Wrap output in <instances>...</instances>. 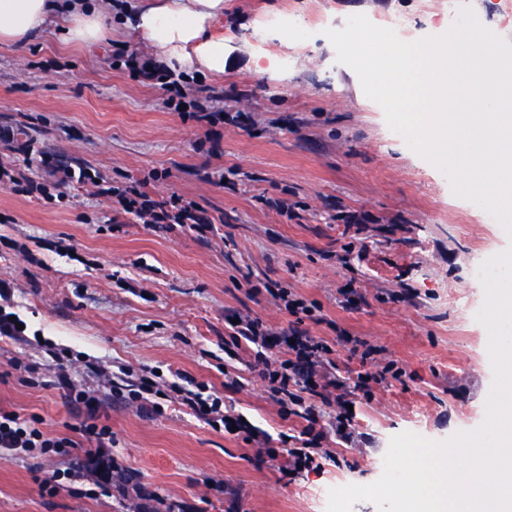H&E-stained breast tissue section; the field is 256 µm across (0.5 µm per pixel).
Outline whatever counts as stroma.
Here are the masks:
<instances>
[{
	"label": "stroma",
	"mask_w": 512,
	"mask_h": 512,
	"mask_svg": "<svg viewBox=\"0 0 512 512\" xmlns=\"http://www.w3.org/2000/svg\"><path fill=\"white\" fill-rule=\"evenodd\" d=\"M448 0H224L223 79L202 73L197 99L216 124L165 105L156 81L61 43L56 30L23 49L0 45V170L44 183L46 194L0 186V282L6 311L27 323L0 338V407L66 436L75 409L56 384L72 364L112 428L120 470L100 491L74 456L0 452V512H326L328 491L367 485L392 436L444 441L478 427L493 380L480 264L512 240L484 210L455 197L443 172L408 147L337 63L325 36L349 16L407 22L401 38L432 36ZM301 21L303 43L277 36ZM279 60L277 78L256 57ZM143 183L158 201L179 194L211 216L210 232H171L127 214L77 182ZM74 252L60 256L59 246ZM317 302L295 323L264 284ZM275 331L298 327L332 348L326 378L394 364L403 380L349 396L346 436H329L321 472L290 473L285 458L255 457L244 437L212 429L174 397L148 415L123 396L140 376L160 389L185 374L224 398L271 447L302 429L281 419L248 347L233 345L234 315ZM33 367L23 383L14 360ZM109 366L110 382L92 367ZM239 379L225 388L226 377ZM72 473V491H40L44 471Z\"/></svg>",
	"instance_id": "obj_1"
}]
</instances>
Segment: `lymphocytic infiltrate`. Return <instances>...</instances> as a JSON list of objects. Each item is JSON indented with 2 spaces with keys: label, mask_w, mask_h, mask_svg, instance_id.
<instances>
[{
  "label": "lymphocytic infiltrate",
  "mask_w": 512,
  "mask_h": 512,
  "mask_svg": "<svg viewBox=\"0 0 512 512\" xmlns=\"http://www.w3.org/2000/svg\"><path fill=\"white\" fill-rule=\"evenodd\" d=\"M124 64L134 77L159 81L169 109L175 111L185 107L191 109L192 119H200L201 114L195 111L191 97L194 86L186 74L153 68L134 55L128 56ZM98 193L111 198L124 213L139 215L149 224L197 230L210 221L198 202L178 194L159 202L136 185H102ZM233 340L256 345L255 359L282 417L294 416L304 423L302 447L287 449V456L292 458L296 468H317L319 459L330 456L329 449L323 446L325 436L318 427L319 409L332 406L334 400L328 387L315 380L314 373L324 356L330 354V346L314 336L274 335L260 318L250 316L239 319ZM56 383L78 409L75 437L48 435L41 428L40 418L25 417L1 408L0 451L20 450L28 454L37 452L56 456L77 454L82 456L86 468L103 477L111 475L112 460L106 450L112 445V429L101 422L95 396L73 377L67 366L59 367ZM178 394L182 405L212 428L227 432L248 431L249 426L241 417L225 413L222 397L208 386L200 385L193 390L182 388Z\"/></svg>",
  "instance_id": "1"
}]
</instances>
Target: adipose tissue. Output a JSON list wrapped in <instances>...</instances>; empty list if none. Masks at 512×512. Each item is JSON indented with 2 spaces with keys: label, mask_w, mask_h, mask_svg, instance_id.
<instances>
[{
  "label": "adipose tissue",
  "mask_w": 512,
  "mask_h": 512,
  "mask_svg": "<svg viewBox=\"0 0 512 512\" xmlns=\"http://www.w3.org/2000/svg\"><path fill=\"white\" fill-rule=\"evenodd\" d=\"M223 17L224 0H128L115 8L97 0H0V44L27 47L57 22L65 44L104 50L117 20L168 65H198L220 78L224 40L211 30Z\"/></svg>",
  "instance_id": "obj_1"
}]
</instances>
